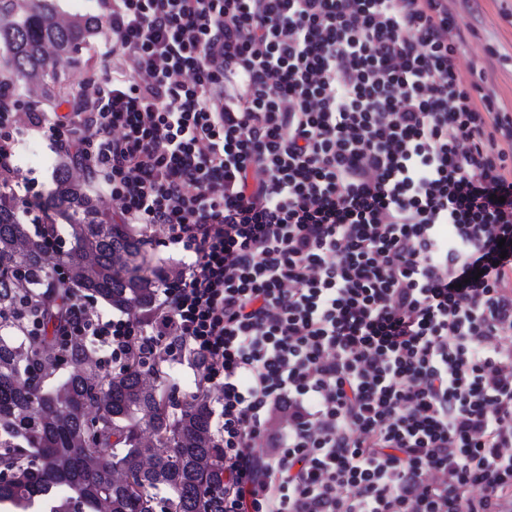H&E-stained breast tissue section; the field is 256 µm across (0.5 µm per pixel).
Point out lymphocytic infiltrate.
<instances>
[{
	"label": "lymphocytic infiltrate",
	"instance_id": "obj_1",
	"mask_svg": "<svg viewBox=\"0 0 512 512\" xmlns=\"http://www.w3.org/2000/svg\"><path fill=\"white\" fill-rule=\"evenodd\" d=\"M112 72L35 132L176 260L140 318L58 333L189 359L221 405L213 512H512V113L448 0H98Z\"/></svg>",
	"mask_w": 512,
	"mask_h": 512
}]
</instances>
